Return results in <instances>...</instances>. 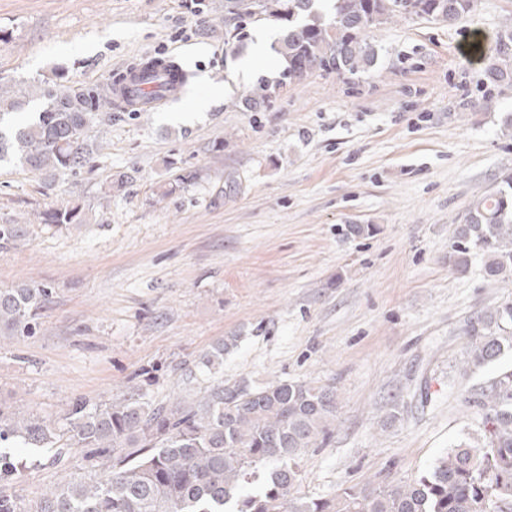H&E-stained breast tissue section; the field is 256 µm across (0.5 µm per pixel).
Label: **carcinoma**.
<instances>
[{"instance_id": "obj_1", "label": "carcinoma", "mask_w": 512, "mask_h": 512, "mask_svg": "<svg viewBox=\"0 0 512 512\" xmlns=\"http://www.w3.org/2000/svg\"><path fill=\"white\" fill-rule=\"evenodd\" d=\"M227 0L239 42L247 25L286 20L275 46L283 70L263 80L241 104L255 109L283 85L321 71L357 75L378 59L369 33L395 16L454 23L477 0ZM489 77L512 84V33L497 37L484 56ZM173 84L189 87V74L163 64ZM111 81L77 91L40 88L42 109L24 123L12 116L29 92L0 90V161L14 159L32 171H74L89 160L93 124L127 110ZM82 208L43 213L46 224H79ZM25 235L22 224H0V247ZM482 258L490 282L512 279V175L471 205L458 225L448 264L465 273ZM52 289L21 284L0 288V330L32 336ZM460 370L498 363L512 352V300L467 319ZM230 336L213 343L194 364L211 376L188 395L157 404L133 397L94 405L76 400L63 425L0 405V441L20 448H49L63 475L36 501L12 491L23 464L0 453V512H512V368L500 371L464 399L479 432L439 456L428 474L395 484L353 485L328 497L301 496L299 460L336 418V392L307 381H224ZM74 448L85 449L87 472L64 465Z\"/></svg>"}]
</instances>
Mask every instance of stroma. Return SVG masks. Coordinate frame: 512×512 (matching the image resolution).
Returning a JSON list of instances; mask_svg holds the SVG:
<instances>
[{"instance_id":"35a3bbf8","label":"stroma","mask_w":512,"mask_h":512,"mask_svg":"<svg viewBox=\"0 0 512 512\" xmlns=\"http://www.w3.org/2000/svg\"><path fill=\"white\" fill-rule=\"evenodd\" d=\"M225 3L0 0V87L103 84L147 58L192 73L182 95L94 127L78 172L0 162V224L26 227L0 248V288L54 290L36 335L0 341V402L57 420L79 398L157 403L232 336L225 380L336 391L300 494L425 475L476 436L460 396L496 373L459 376L464 321L512 297V282L448 265L473 201L512 173V86L470 53L512 29V0L452 24L394 18L370 34L374 68L313 73L257 111L240 100L279 78L282 26L248 56L227 43ZM73 204L82 223L42 222ZM17 454L15 489L37 499L58 466Z\"/></svg>"}]
</instances>
